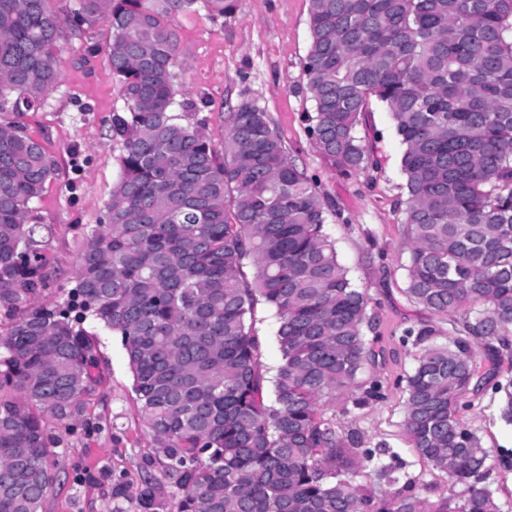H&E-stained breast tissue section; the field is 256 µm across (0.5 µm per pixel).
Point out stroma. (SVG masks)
<instances>
[{
  "label": "stroma",
  "mask_w": 512,
  "mask_h": 512,
  "mask_svg": "<svg viewBox=\"0 0 512 512\" xmlns=\"http://www.w3.org/2000/svg\"><path fill=\"white\" fill-rule=\"evenodd\" d=\"M180 37L182 90L187 98L204 100V130L220 143L224 115L244 101L264 109L282 135L289 157L311 177L326 214V229L350 278L370 297L369 313L383 354L374 372L385 384L384 400L343 413L341 405L325 404L324 415L356 426L369 444L387 442L410 464L412 474L434 484L437 495L448 493V480L418 459L400 423L403 393L397 377L410 373L414 351L402 346L404 328L434 321L450 331L449 318L431 313L405 292L402 251L406 197L400 160L404 147L383 106L372 105L357 129L363 144L378 159L377 168L345 178L329 168L314 149L304 115L313 102L300 89L302 66L310 44V0H236L228 19L205 9L170 18ZM104 23L85 27L80 37L64 42L62 76L44 106L27 113L29 133L56 161L57 176L34 203L32 223L47 227L46 255L50 286L41 299L66 300L74 286L78 256L87 234L104 223L106 203L119 174L111 138L112 114L123 106L112 75ZM83 327L97 346L100 365L93 372L95 390L87 399L91 427L66 434L59 478L44 512H111L116 479L128 485L122 512H144L139 501L143 481L156 485V512H166L172 488L150 464L152 438L133 391V377L118 336L92 320ZM484 377L467 398L469 429L484 447L497 449L487 484L501 512H512V423L499 414L496 383L512 381V351H494L476 343Z\"/></svg>",
  "instance_id": "stroma-1"
}]
</instances>
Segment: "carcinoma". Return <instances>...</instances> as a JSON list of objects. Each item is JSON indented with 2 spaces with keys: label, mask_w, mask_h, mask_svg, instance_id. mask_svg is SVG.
I'll use <instances>...</instances> for the list:
<instances>
[{
  "label": "carcinoma",
  "mask_w": 512,
  "mask_h": 512,
  "mask_svg": "<svg viewBox=\"0 0 512 512\" xmlns=\"http://www.w3.org/2000/svg\"><path fill=\"white\" fill-rule=\"evenodd\" d=\"M52 2L0 0V512H43L63 444L47 418L80 422L99 363L89 317L121 338L154 463L174 488L169 512H499L490 449L462 414L474 343L506 348L512 335V0H310L308 136L348 178L378 166L361 117L374 102L390 113L404 145L406 293L451 317L446 343L428 323L401 336L416 349L401 428L448 477L438 501L397 452L319 412L385 398L365 376L380 355L369 299L268 113L244 101L225 114L218 150L198 103L177 102L181 48L166 19L199 0H72L64 18ZM98 22L123 101L112 114L119 176L72 300L43 304L46 240L28 217L57 165L22 117L59 82L61 39ZM259 304L278 323L270 377ZM511 386L497 384L506 422ZM369 472L383 494L359 481Z\"/></svg>",
  "instance_id": "1"
}]
</instances>
